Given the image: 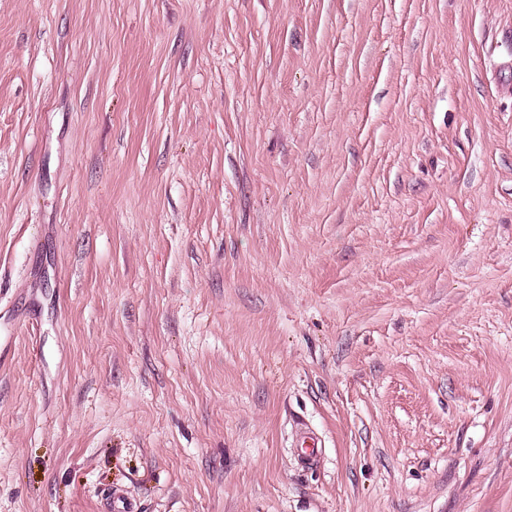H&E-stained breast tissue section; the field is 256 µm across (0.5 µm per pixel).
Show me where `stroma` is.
<instances>
[{
	"label": "stroma",
	"instance_id": "35a3bbf8",
	"mask_svg": "<svg viewBox=\"0 0 512 512\" xmlns=\"http://www.w3.org/2000/svg\"><path fill=\"white\" fill-rule=\"evenodd\" d=\"M1 347L0 512H512V0H0Z\"/></svg>",
	"mask_w": 512,
	"mask_h": 512
}]
</instances>
